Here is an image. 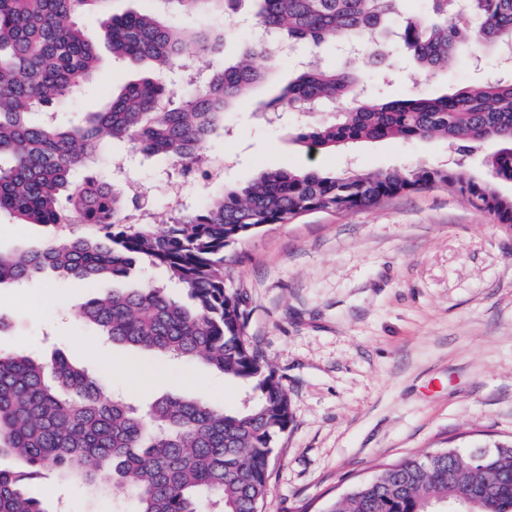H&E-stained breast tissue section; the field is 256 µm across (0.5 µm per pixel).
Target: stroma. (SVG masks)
Wrapping results in <instances>:
<instances>
[{
    "label": "stroma",
    "mask_w": 512,
    "mask_h": 512,
    "mask_svg": "<svg viewBox=\"0 0 512 512\" xmlns=\"http://www.w3.org/2000/svg\"><path fill=\"white\" fill-rule=\"evenodd\" d=\"M98 56L96 73L74 94L75 108L58 110L59 123L99 110L114 88L140 74L114 63L107 45H99ZM303 59L361 67L360 57L342 55L331 41L278 57L272 81L228 116L231 136L204 150L205 157L224 158L225 183L296 167L406 171L458 162L442 140L362 141L311 153L294 139L293 112H284L276 125L262 123L261 112ZM415 68L395 47L373 81L398 98L410 89ZM498 71L494 49L477 58L463 49L425 88L447 94ZM116 157L124 158L156 227H164L169 215L160 175L178 174L179 164L110 143L95 169L99 178L111 180ZM54 233L53 227L0 215L2 251L38 245ZM229 257L224 282L241 299L245 334L281 378L292 408V422L275 445L270 512H326L336 496L384 465L439 448L512 438V230L466 199L430 189L367 210L314 212L263 227ZM99 288L52 275L0 284V352L34 360L62 353L135 405L164 395L193 398L202 388L224 410L241 406V386L209 366L112 344L96 326L81 322L80 306ZM106 356L133 361L141 384L131 389L123 380H107L100 365ZM189 375L196 385L186 383ZM0 469L23 475L25 492L47 512L138 509L134 493L115 487L108 470L92 483L33 475L8 451L0 452Z\"/></svg>",
    "instance_id": "obj_1"
}]
</instances>
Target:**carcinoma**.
I'll return each mask as SVG.
<instances>
[{
	"instance_id": "carcinoma-1",
	"label": "carcinoma",
	"mask_w": 512,
	"mask_h": 512,
	"mask_svg": "<svg viewBox=\"0 0 512 512\" xmlns=\"http://www.w3.org/2000/svg\"><path fill=\"white\" fill-rule=\"evenodd\" d=\"M179 14L222 19L188 35L155 8L114 14L111 0H0V213L22 224L92 229L60 231L37 248L0 251V284L52 273L59 278L120 281L147 260L188 289L189 306L165 287L106 290L86 301L83 321L112 343L201 361L240 382L248 405L223 411L207 400L160 397L145 412L104 395L85 371L57 354L48 362L0 353V448L39 472L88 482L112 470L138 497V512H269L274 445L291 422L288 393L264 353L244 337L245 316L224 285L226 252L268 224H289L312 211L372 208L399 194L442 188L465 197L494 223L512 229V82L488 80L447 95L421 90L385 100L365 90L363 74L302 66L275 98L333 107L331 123L303 121L295 139L334 151L361 140L411 142L441 138L463 154L485 148L488 177L461 165L419 166L406 173L315 169L272 170L240 187H220L198 208L152 224H124L128 193L100 180L93 164L106 137L134 152L163 155L191 169L206 145L229 134L224 112L265 82L279 54L274 43L317 47L332 40L383 55L387 22L405 0H257L254 27L269 39L241 43L236 58L206 69L192 92L175 98L170 76L186 67L185 47L201 59L231 38L238 0H149ZM437 19L409 18L400 39L429 77L458 50L478 55L512 45V0H470L469 22L448 0H431ZM104 16L98 30L78 20ZM140 68L101 110L61 125L64 104L97 69V44ZM485 465L467 449L441 448L385 466L337 497L328 512H433L450 498L474 512H512V442H496ZM0 512H46L26 495L22 475L0 470Z\"/></svg>"
}]
</instances>
